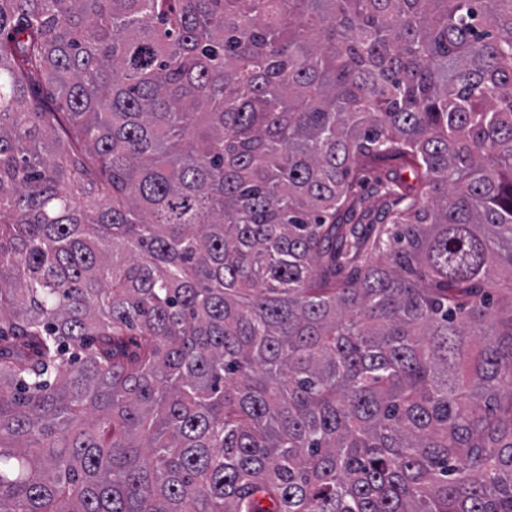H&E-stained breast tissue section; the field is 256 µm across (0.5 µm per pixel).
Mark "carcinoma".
Here are the masks:
<instances>
[{
    "mask_svg": "<svg viewBox=\"0 0 512 512\" xmlns=\"http://www.w3.org/2000/svg\"><path fill=\"white\" fill-rule=\"evenodd\" d=\"M500 273L512 0H0V512H512ZM357 182L355 183V194L357 197L364 199L363 207L373 206L376 198L373 197L375 187V176L377 172L371 167L361 169Z\"/></svg>",
    "mask_w": 512,
    "mask_h": 512,
    "instance_id": "1",
    "label": "carcinoma"
}]
</instances>
